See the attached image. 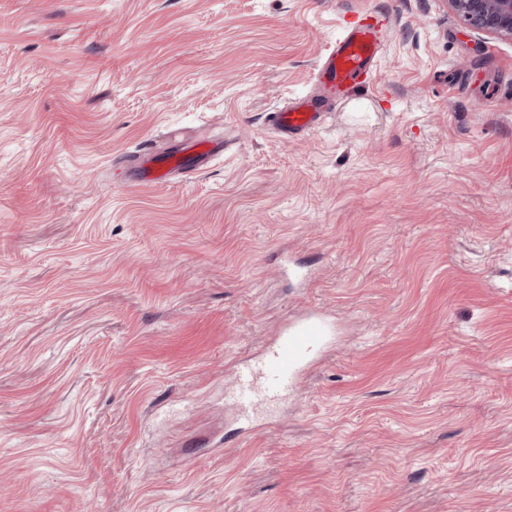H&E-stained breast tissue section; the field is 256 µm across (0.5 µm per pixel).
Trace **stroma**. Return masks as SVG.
<instances>
[{
  "instance_id": "1",
  "label": "stroma",
  "mask_w": 512,
  "mask_h": 512,
  "mask_svg": "<svg viewBox=\"0 0 512 512\" xmlns=\"http://www.w3.org/2000/svg\"><path fill=\"white\" fill-rule=\"evenodd\" d=\"M376 79L290 141L341 27ZM224 141L192 178L125 159ZM336 340L241 432L237 366ZM0 512H512V42L444 0H0ZM333 101L324 95H305L267 112L265 123L281 138H297L316 129Z\"/></svg>"
}]
</instances>
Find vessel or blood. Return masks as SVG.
<instances>
[{"instance_id": "vessel-or-blood-1", "label": "vessel or blood", "mask_w": 512, "mask_h": 512, "mask_svg": "<svg viewBox=\"0 0 512 512\" xmlns=\"http://www.w3.org/2000/svg\"><path fill=\"white\" fill-rule=\"evenodd\" d=\"M383 25V19L370 15L346 26L317 70L323 94L305 95L274 109L266 114V125L284 139L302 136L320 125L333 106V96L344 97L369 85L377 69ZM223 152L220 141L181 140L168 153H142L137 162L138 176L143 182L165 181L176 175L190 177ZM331 337L328 318L313 313L284 326L260 359L240 364L233 389L226 397L240 422L252 426L258 409L276 406L285 399Z\"/></svg>"}]
</instances>
